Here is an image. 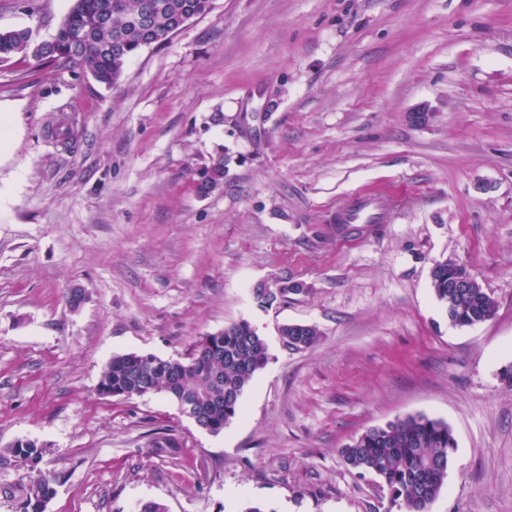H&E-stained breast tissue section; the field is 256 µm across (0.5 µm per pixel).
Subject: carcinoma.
<instances>
[{
  "mask_svg": "<svg viewBox=\"0 0 512 512\" xmlns=\"http://www.w3.org/2000/svg\"><path fill=\"white\" fill-rule=\"evenodd\" d=\"M212 0H73L55 32L38 38L30 28L0 29V63L21 59L37 68L45 64L78 67L107 87L121 78L130 57L153 44L168 41L187 18L206 15ZM224 154L211 157L197 172L200 195L223 188ZM437 301L454 326L468 327L491 319L496 301L468 269L452 260L437 261L430 271ZM465 279L468 288L451 284ZM282 345L305 350L319 339L315 328L301 324L281 326ZM268 362L265 338L247 321L224 327L216 350L184 358L164 359L154 354H117L101 372L98 393L130 398L150 388L191 406L206 429L219 434L240 410L246 386ZM456 440L448 423L425 414L409 415L372 427L341 448L352 469L378 478L400 512H428L448 478ZM16 461L33 468L42 456L35 442L9 448ZM56 480L37 474L30 480L20 512H42L55 495Z\"/></svg>",
  "mask_w": 512,
  "mask_h": 512,
  "instance_id": "cac0c4a2",
  "label": "carcinoma"
}]
</instances>
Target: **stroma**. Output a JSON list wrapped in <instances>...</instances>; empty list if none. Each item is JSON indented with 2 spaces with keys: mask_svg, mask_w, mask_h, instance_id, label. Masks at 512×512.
<instances>
[{
  "mask_svg": "<svg viewBox=\"0 0 512 512\" xmlns=\"http://www.w3.org/2000/svg\"><path fill=\"white\" fill-rule=\"evenodd\" d=\"M71 5L0 0V29L49 37ZM0 104L20 128L0 166V512L29 480L18 440L56 479L46 512H398L340 450L414 414L456 439L430 512H512V0H213L110 88L0 64ZM219 151L224 186L199 195ZM362 192L401 204L336 225ZM447 258L491 320L449 322ZM286 282L301 293L258 302ZM241 320L269 359L221 433L162 394H98L113 355L181 358ZM289 322L317 344L285 348ZM430 278L434 295L452 325L474 326L495 315L496 301L464 265L448 259L437 261L431 268ZM463 278L470 282V288H465L464 282L450 288L455 280ZM42 450L43 448L35 442H19L10 446L9 453L32 472L42 456Z\"/></svg>",
  "mask_w": 512,
  "mask_h": 512,
  "instance_id": "obj_1",
  "label": "stroma"
}]
</instances>
